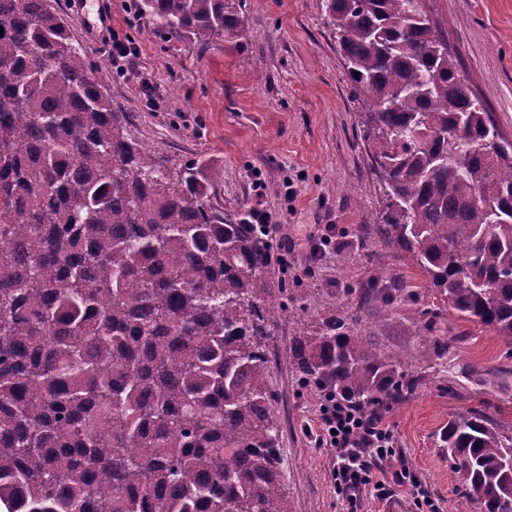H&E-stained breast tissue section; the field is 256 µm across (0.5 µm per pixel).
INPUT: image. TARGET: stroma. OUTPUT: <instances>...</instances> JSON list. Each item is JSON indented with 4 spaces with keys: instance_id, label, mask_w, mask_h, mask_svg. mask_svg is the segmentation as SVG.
<instances>
[{
    "instance_id": "obj_1",
    "label": "stroma",
    "mask_w": 512,
    "mask_h": 512,
    "mask_svg": "<svg viewBox=\"0 0 512 512\" xmlns=\"http://www.w3.org/2000/svg\"><path fill=\"white\" fill-rule=\"evenodd\" d=\"M127 0H105L107 23L90 0H51L74 45L98 70L113 106L131 116L130 132L170 171L210 159L221 178L209 191L224 211L260 203L271 213L274 280L288 287V319L275 346L315 332L336 315L354 336L410 355L427 337L447 338L450 357L481 370L512 367L506 345L489 330L459 319L423 274L404 267L369 226L381 208L377 174L359 130L362 99L346 77L323 0H241L244 38L200 47L162 38ZM456 51L471 89L512 142V0H422ZM139 50L132 70L112 66L113 39ZM326 250H319L321 239ZM386 273L410 295L388 304L366 294L371 275ZM286 459L284 489L293 512H343L330 479L333 461L308 430L319 391L302 386L288 364L272 375ZM485 406L512 418V393L466 382L449 391L448 375L427 383L384 413L398 457L415 470L438 512H471L440 446L448 420Z\"/></svg>"
}]
</instances>
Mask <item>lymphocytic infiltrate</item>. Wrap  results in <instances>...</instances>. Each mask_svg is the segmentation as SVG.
Listing matches in <instances>:
<instances>
[{
  "mask_svg": "<svg viewBox=\"0 0 512 512\" xmlns=\"http://www.w3.org/2000/svg\"><path fill=\"white\" fill-rule=\"evenodd\" d=\"M316 439L334 453L331 477L348 512H357L362 492L378 500L395 489L424 498L419 475L395 462V436L382 419L328 394H320L315 409Z\"/></svg>",
  "mask_w": 512,
  "mask_h": 512,
  "instance_id": "f902f5d3",
  "label": "lymphocytic infiltrate"
}]
</instances>
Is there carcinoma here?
<instances>
[{"label":"carcinoma","mask_w":512,"mask_h":512,"mask_svg":"<svg viewBox=\"0 0 512 512\" xmlns=\"http://www.w3.org/2000/svg\"><path fill=\"white\" fill-rule=\"evenodd\" d=\"M384 195L376 234L512 358V143L422 7L325 0ZM239 0H139L157 31L243 34ZM0 503L8 512H293L270 345L288 319L269 230L208 198L129 132L50 0H0ZM391 301L402 288L374 276ZM330 316L286 359L379 413L425 375ZM477 385L509 370L467 366ZM477 512H512V420L441 432Z\"/></svg>","instance_id":"carcinoma-1"}]
</instances>
